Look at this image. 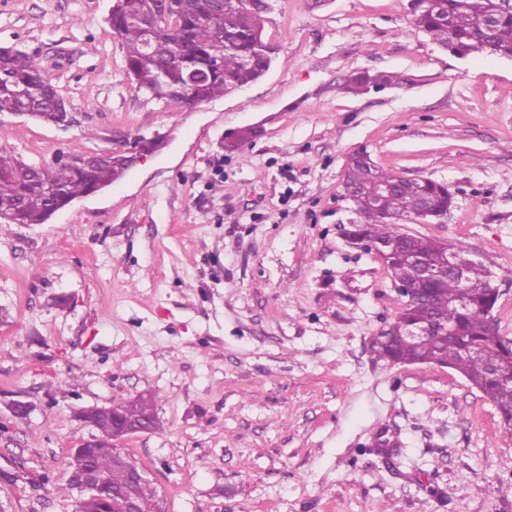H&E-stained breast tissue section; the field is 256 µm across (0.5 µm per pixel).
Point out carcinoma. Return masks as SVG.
I'll return each mask as SVG.
<instances>
[{
  "mask_svg": "<svg viewBox=\"0 0 512 512\" xmlns=\"http://www.w3.org/2000/svg\"><path fill=\"white\" fill-rule=\"evenodd\" d=\"M266 0L231 2L219 14L216 0H114L105 18L112 33L125 49V71L138 88L151 98L187 107L222 97L255 82L270 68L263 31ZM178 16L176 27L166 16ZM416 27L442 47L448 34L456 36V50L464 55L488 44L493 54L512 56V14L499 11V0H433L414 12ZM499 16L491 32L482 28L489 16ZM219 57L223 68L214 69L201 83H188L190 72L203 69ZM68 102L48 78L42 62L16 44L0 45V113L27 115L52 124L57 113L68 112ZM130 169L129 157L106 149L73 155L69 163H35L0 149V224H46L60 209L97 189L106 188ZM393 180L395 176L364 163L349 166L344 184L363 189L374 177ZM423 189L422 182L403 180L382 196L376 205L361 209L360 230L369 240L399 236L387 218L411 213ZM404 252L433 257L443 245L427 237L410 236L401 243ZM388 270L395 280L410 282L418 269L404 258L393 261ZM491 270L472 265L467 278L446 277L429 297L435 315L455 326L451 336H408L419 311L403 305L393 322L370 343L375 359L391 363L430 364L448 367L464 376L494 404L502 421L512 424V345L494 335L485 307L491 300ZM469 301L466 313L456 310L455 300ZM122 418L132 424L156 421L155 400L141 395L117 404ZM103 439L93 450L95 467L106 474L113 486L129 482V467L138 466L109 438L111 425L100 424ZM157 490L147 483L138 490L139 512H160ZM79 512H106L104 501L92 494L81 496Z\"/></svg>",
  "mask_w": 512,
  "mask_h": 512,
  "instance_id": "obj_1",
  "label": "carcinoma"
}]
</instances>
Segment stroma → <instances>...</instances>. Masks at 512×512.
Wrapping results in <instances>:
<instances>
[{
	"label": "stroma",
	"instance_id": "35a3bbf8",
	"mask_svg": "<svg viewBox=\"0 0 512 512\" xmlns=\"http://www.w3.org/2000/svg\"><path fill=\"white\" fill-rule=\"evenodd\" d=\"M267 3L269 71L189 109L127 76L113 0H0V44L38 54L75 117L1 114L0 148L165 138L49 223L0 224V512H76L70 457L96 433L79 410L142 394L158 426L119 445L163 512H512L492 402L451 369L374 360L400 304L344 236L343 188L358 150L448 185L443 223L403 230L494 272L512 340V60L441 48L412 0ZM377 73L394 83L350 90Z\"/></svg>",
	"mask_w": 512,
	"mask_h": 512
}]
</instances>
